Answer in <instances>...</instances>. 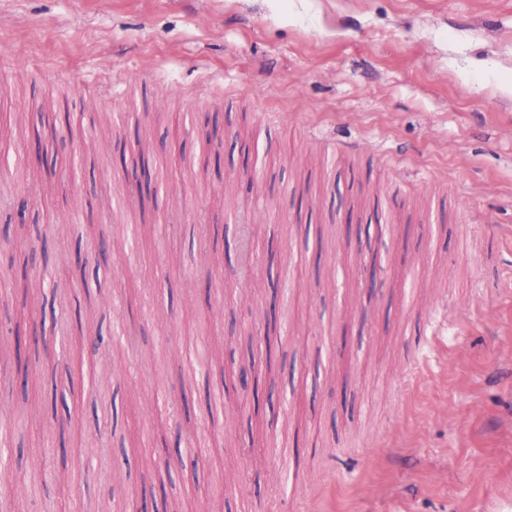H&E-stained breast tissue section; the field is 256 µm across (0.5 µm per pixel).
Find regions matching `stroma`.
<instances>
[{"instance_id":"1","label":"stroma","mask_w":512,"mask_h":512,"mask_svg":"<svg viewBox=\"0 0 512 512\" xmlns=\"http://www.w3.org/2000/svg\"><path fill=\"white\" fill-rule=\"evenodd\" d=\"M71 113L44 153L41 113ZM223 134L219 168L198 163ZM101 147L85 148V132ZM174 159L156 200L127 196L111 159L135 136ZM207 193L206 207L197 204ZM512 0H0V226L34 295L39 348L62 308L91 309L110 347L90 376L59 363L30 377L66 409L0 392V493L49 512L17 475L81 467L74 512H115L164 480L185 512H512ZM357 224L347 242L343 216ZM42 224L50 262L29 264ZM250 225L245 279L233 245ZM103 250L79 246L87 226ZM466 241L470 256L457 255ZM419 265L418 278L403 268ZM383 287L353 304L369 273ZM445 286L436 313L408 302ZM209 287L210 304H195ZM274 312L273 408L208 429L197 465L123 457L201 422L207 387L247 365ZM443 323L409 387L400 381L428 318ZM218 336L224 366L182 355ZM298 444L299 469L264 454L260 492L231 493L250 436Z\"/></svg>"}]
</instances>
